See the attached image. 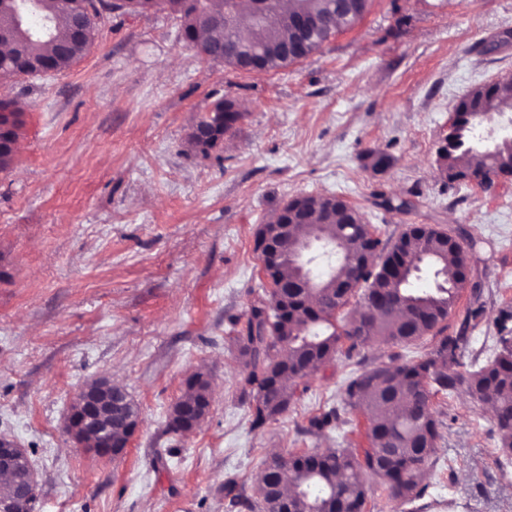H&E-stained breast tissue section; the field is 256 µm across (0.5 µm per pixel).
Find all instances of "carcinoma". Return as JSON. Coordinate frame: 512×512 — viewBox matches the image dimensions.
Returning a JSON list of instances; mask_svg holds the SVG:
<instances>
[{"label":"carcinoma","instance_id":"cac0c4a2","mask_svg":"<svg viewBox=\"0 0 512 512\" xmlns=\"http://www.w3.org/2000/svg\"><path fill=\"white\" fill-rule=\"evenodd\" d=\"M286 10L274 12L257 28L247 17L240 25H224V9L231 0H124L122 11L144 13L163 5L181 23L184 38L198 53L234 69L243 61L258 58L263 71H279L319 50L336 32L354 26L368 10L370 0H288ZM72 8L67 0H42V15L53 19L51 33H36L37 22L14 30V43L0 56V70L14 72L19 58L47 60L54 71L69 68L88 50L95 37V21L89 22L84 40L73 37L69 22H60ZM302 13L316 21L302 30L290 17ZM464 115L449 135L448 145L437 149L438 169L450 181L468 175L489 179L512 163V140L479 148L474 141L476 126L494 114L512 112V76L476 87L459 102ZM240 119L229 100L218 101L190 134V142L207 150L224 138ZM292 213L298 236L307 235V225L319 224V232L349 249L333 252L324 243H314L305 255V265H295L297 239L277 242L281 261L270 276L269 299L252 305L245 328L233 337L242 360L243 394L252 398V427L261 429L288 412L296 401V381L324 367L342 348L379 342L410 344L431 335L438 338L424 358L406 364L380 362L354 374L344 386L345 406L368 418L365 436L368 448L358 455L344 448L314 453H291L264 462L256 498L245 502L249 512H364L367 477L377 480L394 499L415 500L425 490L423 479L436 463L440 423L434 418L431 399L442 393L463 391L473 400H486L496 410L495 422L503 453H512V336L498 338L494 358L474 370H460L464 334L448 336L446 321L461 295L457 288L470 265L474 243H445L439 230L428 224L414 225L392 244L368 239L383 264L393 266L397 281L381 297L376 310L368 312L373 298L368 282L377 278L376 267L362 266L354 253L357 242L371 230L359 209L340 197L302 195L288 200L273 223L280 224ZM336 256L331 274L320 287H306L304 278L325 256ZM435 268L436 286L418 291L411 285L419 265ZM453 273H448V268ZM361 292L360 310L336 317L341 309L336 285ZM208 382L192 377L186 394L174 406L167 424L209 396ZM138 409L129 394H115L112 436L127 441L138 420ZM389 449L390 465L380 464L376 448ZM290 476L291 488L283 487Z\"/></svg>","mask_w":512,"mask_h":512}]
</instances>
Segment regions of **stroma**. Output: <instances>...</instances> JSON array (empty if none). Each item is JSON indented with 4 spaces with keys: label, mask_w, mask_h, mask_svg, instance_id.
I'll list each match as a JSON object with an SVG mask.
<instances>
[{
    "label": "stroma",
    "mask_w": 512,
    "mask_h": 512,
    "mask_svg": "<svg viewBox=\"0 0 512 512\" xmlns=\"http://www.w3.org/2000/svg\"><path fill=\"white\" fill-rule=\"evenodd\" d=\"M512 75V0H370L354 27L269 73L204 60L162 7L104 14L70 69L0 80L22 112L0 172V435L26 448L34 512H244L273 454L364 448L367 420L346 380L432 338L337 353L298 403L262 429L242 397L232 338L269 281L259 225L291 198L340 196L382 242L411 224L463 230L470 286L448 317L476 368L512 336V180L442 179L436 151L459 99ZM242 117L217 146H189L215 101ZM391 158L373 171L367 152ZM203 374L206 418L174 434L170 410ZM106 377L140 410L125 451L75 447L64 419L85 382ZM339 418L308 433L310 417ZM437 462L420 499L371 488L366 512H512V454L491 411L436 395Z\"/></svg>",
    "instance_id": "1"
}]
</instances>
